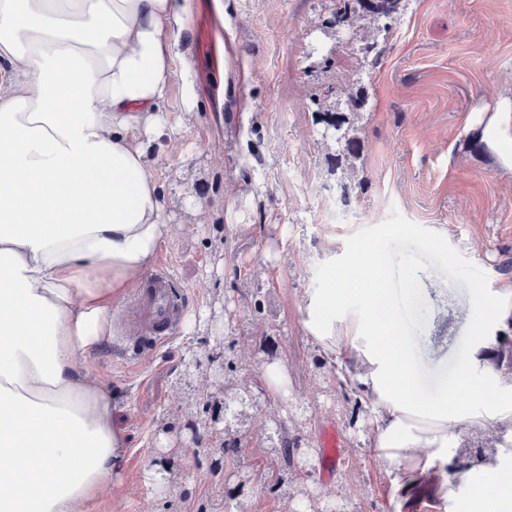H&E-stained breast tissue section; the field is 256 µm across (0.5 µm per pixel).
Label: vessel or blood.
<instances>
[{"instance_id":"b4317fda","label":"vessel or blood","mask_w":512,"mask_h":512,"mask_svg":"<svg viewBox=\"0 0 512 512\" xmlns=\"http://www.w3.org/2000/svg\"><path fill=\"white\" fill-rule=\"evenodd\" d=\"M185 306L183 293L174 283L168 267L151 274L135 299V334L127 340L123 351L134 363L149 361L176 333ZM324 475H331L339 463L341 435L329 427L321 434Z\"/></svg>"}]
</instances>
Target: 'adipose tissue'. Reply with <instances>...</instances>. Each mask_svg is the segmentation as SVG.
Returning <instances> with one entry per match:
<instances>
[{
    "instance_id": "adipose-tissue-1",
    "label": "adipose tissue",
    "mask_w": 512,
    "mask_h": 512,
    "mask_svg": "<svg viewBox=\"0 0 512 512\" xmlns=\"http://www.w3.org/2000/svg\"><path fill=\"white\" fill-rule=\"evenodd\" d=\"M192 0H0V512H80L120 482L126 437L89 357L172 224L150 144L179 128L163 101ZM376 240L309 292L302 326L376 408L372 444L429 477L454 512H512V378L482 350L512 324V289L469 290L471 355L437 398L388 296ZM463 431L502 443L452 478Z\"/></svg>"
}]
</instances>
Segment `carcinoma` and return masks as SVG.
Returning <instances> with one entry per match:
<instances>
[{
	"instance_id": "cac0c4a2",
	"label": "carcinoma",
	"mask_w": 512,
	"mask_h": 512,
	"mask_svg": "<svg viewBox=\"0 0 512 512\" xmlns=\"http://www.w3.org/2000/svg\"><path fill=\"white\" fill-rule=\"evenodd\" d=\"M406 0H333L330 25L334 34L352 30L359 19L374 25V30L366 31L365 52L375 48L377 37L392 30L394 23L405 10ZM352 83L343 80L334 87H327L323 96L315 97L313 104L319 121L334 131L336 144V168L341 170L338 187L344 202L351 200L356 189V170L350 160L360 155V138L357 136L355 120L365 106L366 95L363 89L351 91ZM490 361L497 369H506L512 373V341H500L491 350Z\"/></svg>"
}]
</instances>
